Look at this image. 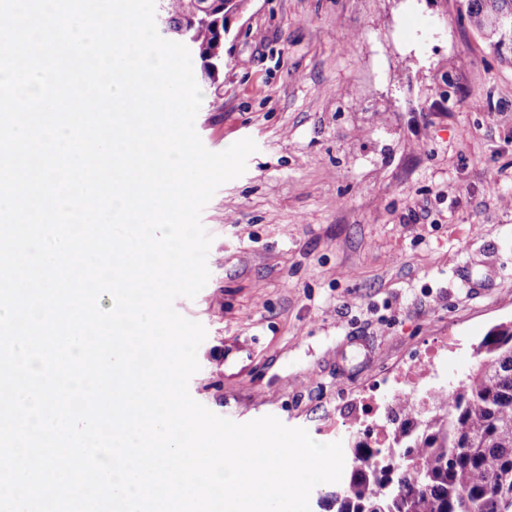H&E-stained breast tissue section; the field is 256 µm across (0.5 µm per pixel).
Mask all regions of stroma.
Instances as JSON below:
<instances>
[{"instance_id":"stroma-1","label":"stroma","mask_w":512,"mask_h":512,"mask_svg":"<svg viewBox=\"0 0 512 512\" xmlns=\"http://www.w3.org/2000/svg\"><path fill=\"white\" fill-rule=\"evenodd\" d=\"M195 128L243 175L201 220L210 277L175 309L207 337L189 392L322 443L347 401L428 345L456 384L512 322V65L459 0H248Z\"/></svg>"}]
</instances>
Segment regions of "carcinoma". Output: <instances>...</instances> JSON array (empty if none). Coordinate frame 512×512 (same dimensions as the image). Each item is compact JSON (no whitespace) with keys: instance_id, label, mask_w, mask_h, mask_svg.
I'll return each instance as SVG.
<instances>
[{"instance_id":"carcinoma-1","label":"carcinoma","mask_w":512,"mask_h":512,"mask_svg":"<svg viewBox=\"0 0 512 512\" xmlns=\"http://www.w3.org/2000/svg\"><path fill=\"white\" fill-rule=\"evenodd\" d=\"M196 2L198 18L188 17ZM208 0H159L169 37L196 45L202 77L215 79L216 38L205 21ZM464 17L502 60L496 23L512 0H464ZM476 369L448 388L447 397L419 411L405 401L393 415V444L352 443L347 480L325 494L336 512H512V324L493 328L478 346Z\"/></svg>"}]
</instances>
